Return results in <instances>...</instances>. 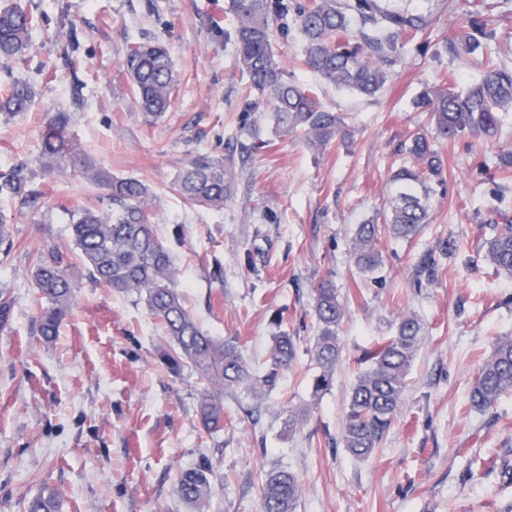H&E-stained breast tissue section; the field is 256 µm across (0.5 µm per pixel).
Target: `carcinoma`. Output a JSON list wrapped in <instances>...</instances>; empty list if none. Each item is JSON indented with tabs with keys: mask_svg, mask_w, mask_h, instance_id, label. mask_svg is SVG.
Segmentation results:
<instances>
[{
	"mask_svg": "<svg viewBox=\"0 0 512 512\" xmlns=\"http://www.w3.org/2000/svg\"><path fill=\"white\" fill-rule=\"evenodd\" d=\"M237 23L224 32L252 85L266 100L273 129L304 131L307 142L324 148L342 132L341 115L324 106L316 93L288 79L273 51L277 31L296 29L301 35V54L307 67L321 79L361 96L374 97L392 77L408 39L426 30L430 15L391 10L379 0H229ZM35 22L22 5L0 7V61L25 58ZM494 31L489 23L470 17L457 35L448 39V49L474 54L489 47ZM135 87L140 108L148 118H160L171 105L177 77L166 48L158 41H134L121 61ZM33 86L16 78L0 88V115L14 117L29 109ZM417 112L427 115L433 134L413 133L399 149L406 164L391 176L395 193L385 224L369 220L357 225L350 252L355 268L375 279L382 271L383 257L376 246L381 233L412 240L429 221L427 205L432 183L443 176V160L435 140L457 141L496 138L502 114L512 111V67L490 64L480 79L458 89L452 85L424 88L413 101ZM73 113L50 114L41 136L38 163L46 173L63 166L107 191L109 208L77 209L70 224L72 242L90 279L112 290L134 296L144 303L162 325L170 350L164 360L173 372L187 367L204 383L198 413L208 434L224 429V394L238 391L260 402L279 388L298 359L295 337L281 330L261 373L251 370L237 337L218 339L208 334L190 315L177 289L169 248L159 238L150 219L149 188L134 177L119 178L96 166L72 138ZM33 172L21 161L0 168V198L21 205L38 201L32 187ZM174 189L192 206L224 209L231 193V175L222 156H200L179 167ZM494 224V234L485 244L486 259L501 273L512 277V221ZM16 250L11 226L0 222V263ZM35 288L45 300L37 326L38 335L52 341L74 302L70 261L61 246L40 250L31 266ZM311 311L317 336L306 349L315 372L310 386L318 400L332 387L341 356L339 331L345 305L333 282L320 281L311 290ZM13 312L10 289H0V328L7 327ZM424 341L423 327L413 316L396 320L395 334L365 349L358 358V373L347 402L340 444L356 459L374 456L402 407L407 378L416 353ZM512 395V336L495 344L478 367L468 393L476 411L493 408ZM281 433L294 435L306 411L285 405ZM211 460L202 458L181 472L178 496L191 512H207L216 484ZM302 497L299 479L284 468L263 473L259 512H298ZM56 492L43 488L27 502L26 512H57Z\"/></svg>",
	"mask_w": 512,
	"mask_h": 512,
	"instance_id": "carcinoma-1",
	"label": "carcinoma"
}]
</instances>
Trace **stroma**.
<instances>
[{
  "label": "stroma",
  "mask_w": 512,
  "mask_h": 512,
  "mask_svg": "<svg viewBox=\"0 0 512 512\" xmlns=\"http://www.w3.org/2000/svg\"><path fill=\"white\" fill-rule=\"evenodd\" d=\"M40 18L24 61L0 64V84L34 88L25 114L0 118V167L35 163L48 113L73 112L72 131L90 160L143 180L151 217L175 257L178 286L211 335L234 336L262 363L276 329L300 345L317 334L311 290L332 280L346 306L342 357L333 385L312 399L307 355L283 388L248 417L246 394L228 397L223 431H203L202 388L175 373L167 341L144 304L93 283L71 252L75 306L54 342L41 340V300L29 278L33 254L69 241V212L106 207L105 192L71 170L35 171L42 204L0 200V221L18 246L0 265V287L15 297L0 330V512H26L43 487L59 512H190L177 494L183 469L208 456L221 484L208 512H258L260 474L277 463L302 485L298 512H504L512 505V396L490 411L470 408L476 369L512 336V277L486 261L489 219L512 217V173L493 156L512 147V112L494 142L438 141L442 181L428 199L431 222L411 241L385 236L383 281L357 273L350 244L357 225L388 210L400 145L424 118L412 106L423 87H464L480 76L479 55L455 56L445 41L455 17L490 20L496 62L512 66V0H381L430 14L410 40L384 91L359 97L323 83L301 60L296 32L273 50L289 79L312 88L345 121L325 149L302 131L273 132L265 101L245 110L251 82L226 30L228 0H24ZM164 43L179 81L171 108L145 121L121 66L133 40ZM261 148L246 153L245 145ZM223 156L233 174L223 211L185 203L174 191L180 164ZM454 242L433 277L417 279L423 251ZM417 316L425 336L408 376L402 409L375 456L353 460L339 447L344 409L362 348L393 335L399 315ZM308 408L294 437L280 434L283 403Z\"/></svg>",
  "instance_id": "35a3bbf8"
}]
</instances>
